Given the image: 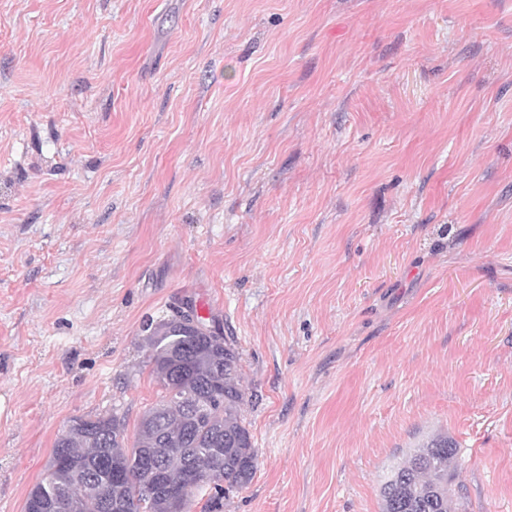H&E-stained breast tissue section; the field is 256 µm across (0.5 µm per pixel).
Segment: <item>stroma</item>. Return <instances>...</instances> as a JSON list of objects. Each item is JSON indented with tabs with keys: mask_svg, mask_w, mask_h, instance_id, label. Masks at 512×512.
Wrapping results in <instances>:
<instances>
[{
	"mask_svg": "<svg viewBox=\"0 0 512 512\" xmlns=\"http://www.w3.org/2000/svg\"><path fill=\"white\" fill-rule=\"evenodd\" d=\"M241 356L224 512H381L442 432L512 512V0H0V512L134 437L146 321Z\"/></svg>",
	"mask_w": 512,
	"mask_h": 512,
	"instance_id": "obj_1",
	"label": "stroma"
}]
</instances>
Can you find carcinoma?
Wrapping results in <instances>:
<instances>
[{
    "mask_svg": "<svg viewBox=\"0 0 512 512\" xmlns=\"http://www.w3.org/2000/svg\"><path fill=\"white\" fill-rule=\"evenodd\" d=\"M144 341L162 402L142 416L131 444L114 414L70 419L24 512H187L210 485L202 512H222L225 489L249 482L256 455L237 349L214 326ZM459 469L448 434L428 437L385 477L381 512H454Z\"/></svg>",
    "mask_w": 512,
    "mask_h": 512,
    "instance_id": "carcinoma-1",
    "label": "carcinoma"
}]
</instances>
